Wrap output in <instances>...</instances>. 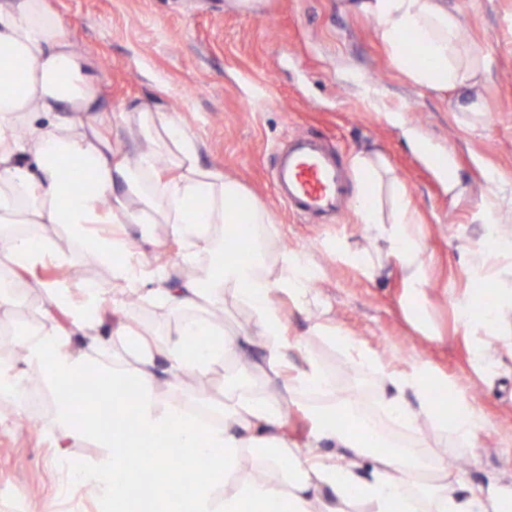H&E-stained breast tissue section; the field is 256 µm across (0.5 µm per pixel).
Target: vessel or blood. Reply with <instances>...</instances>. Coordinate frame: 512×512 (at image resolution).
<instances>
[{
	"label": "vessel or blood",
	"instance_id": "b4317fda",
	"mask_svg": "<svg viewBox=\"0 0 512 512\" xmlns=\"http://www.w3.org/2000/svg\"><path fill=\"white\" fill-rule=\"evenodd\" d=\"M274 189L291 208L306 212L339 210L344 197L337 162L314 150L289 153L276 172Z\"/></svg>",
	"mask_w": 512,
	"mask_h": 512
}]
</instances>
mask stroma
<instances>
[{
    "label": "stroma",
    "mask_w": 512,
    "mask_h": 512,
    "mask_svg": "<svg viewBox=\"0 0 512 512\" xmlns=\"http://www.w3.org/2000/svg\"><path fill=\"white\" fill-rule=\"evenodd\" d=\"M447 2L465 15L460 44L489 62L475 88L479 113L458 111L457 91L414 85L394 67L372 22L342 11L340 0H259L252 12L234 0H45L97 77L101 106L112 115L113 144L135 145L136 122L124 114L136 104L182 119L198 136L203 161L241 182L272 212V254L298 252L318 267L315 304L300 311L281 303L288 334L303 351L341 383L360 375L363 399L376 402L388 393L375 369L352 366L338 345L314 333L315 324L328 321L396 369L428 362L474 402L482 415L479 456L452 433L421 425L432 448L450 447L464 494L492 479L512 483V308L502 313L498 343L482 372L470 362L472 333L455 318L479 271L489 273V288L512 289V256L486 247L489 235L512 238V206L503 205L494 225L483 208L489 196L512 195V0ZM386 106L392 117L381 115ZM302 138L337 152L350 190L356 186L351 160L359 151L374 148L386 157L415 211L440 339L425 338L406 321L403 274L392 260L371 273L340 258L343 248L375 250L352 201L312 217L275 194L278 159ZM431 151L447 152L452 177L431 165ZM127 232L147 259L176 276L191 275L166 225H155L149 241L137 226ZM110 278L89 260L66 269L38 265L16 291L0 349L16 347L13 327H39L38 310L51 303L50 283L72 287ZM117 317L158 334L177 321L139 292L126 297ZM29 388L41 397L39 409L20 412L0 399V512H42L47 505L53 512H100L90 488L73 483L68 466L57 463L62 456L93 463L100 448L65 444L48 386L35 378Z\"/></svg>",
    "instance_id": "1"
}]
</instances>
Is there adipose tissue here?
Here are the masks:
<instances>
[{"label": "adipose tissue", "mask_w": 512, "mask_h": 512, "mask_svg": "<svg viewBox=\"0 0 512 512\" xmlns=\"http://www.w3.org/2000/svg\"><path fill=\"white\" fill-rule=\"evenodd\" d=\"M350 8L373 23L393 64L414 84L456 89L459 111H479L469 89L487 61L460 56L462 11L441 0H352ZM410 37L423 51L422 63L410 56ZM11 69L24 89L18 97L0 95V265L14 273L0 277V317L14 305L17 275L45 259L69 267L89 258L110 268L112 279L85 281L77 294L55 289L53 307L68 311L86 345L75 346L70 333L43 322L24 344L22 367L0 364V394L23 402L33 377L54 388L65 437L103 450L100 461L81 473L103 512H159L170 448L179 449L182 470L193 476L179 497V512H270L275 504L280 512H512L510 485L491 481L453 495L459 476L447 454L426 448L418 428L424 419L447 422L459 440H472L481 422L471 399L456 394L452 407H444L431 385L448 392L455 386L429 364L397 370L355 339L328 334L352 364L378 368L389 381L394 392L383 407L413 440L400 444L367 430L357 400L337 393L334 374L288 335L279 300L288 297L300 310L309 305L312 265L295 252L270 255L271 211L242 184L204 165L199 139L170 113L134 106L141 140L130 151L113 148L104 134L112 117L100 109L96 75L45 0H0V70ZM162 150L172 158L174 175L156 166ZM352 168L360 222L406 273L405 318L434 337L410 200L394 192L391 213L383 215L380 194L389 165L380 152H360ZM28 224L56 225L63 237L29 235ZM115 224L167 225L181 245L182 264L196 268V275L171 279L134 250L129 236L112 235ZM243 224L248 234L240 233ZM240 239L250 261L235 257ZM136 290L178 313L174 328L158 335L125 321L101 335L107 313L120 310ZM230 301L249 311V324L225 326ZM509 303L512 295L490 297L479 287L459 303L461 324L478 333L475 369L487 367L485 340L494 333L499 308ZM93 366L100 378L89 396L81 385ZM233 367L244 369L245 377L222 398L190 386ZM305 397L315 404L299 443L285 430L282 402ZM98 400L112 405L125 429L107 426L95 412ZM77 410L82 418L76 422ZM146 446L154 450L148 484L140 477Z\"/></svg>", "instance_id": "ef3b65f1"}]
</instances>
